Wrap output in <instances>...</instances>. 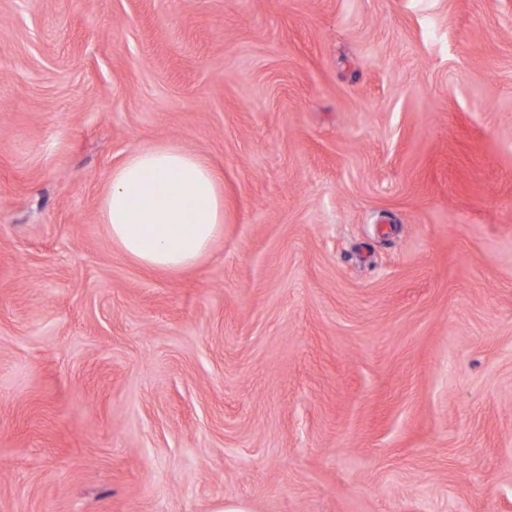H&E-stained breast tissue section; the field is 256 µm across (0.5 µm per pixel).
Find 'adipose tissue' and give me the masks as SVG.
<instances>
[{
  "instance_id": "1",
  "label": "adipose tissue",
  "mask_w": 512,
  "mask_h": 512,
  "mask_svg": "<svg viewBox=\"0 0 512 512\" xmlns=\"http://www.w3.org/2000/svg\"><path fill=\"white\" fill-rule=\"evenodd\" d=\"M113 242L153 269L196 265L224 230V189L210 161L172 143L134 150L101 204Z\"/></svg>"
}]
</instances>
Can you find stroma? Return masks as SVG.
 Instances as JSON below:
<instances>
[{"mask_svg": "<svg viewBox=\"0 0 512 512\" xmlns=\"http://www.w3.org/2000/svg\"><path fill=\"white\" fill-rule=\"evenodd\" d=\"M161 142L197 266L100 218ZM512 512V0H0V512ZM101 221L136 263L193 267L224 230L221 179L205 156L175 144L136 149L112 172Z\"/></svg>", "mask_w": 512, "mask_h": 512, "instance_id": "1", "label": "stroma"}]
</instances>
